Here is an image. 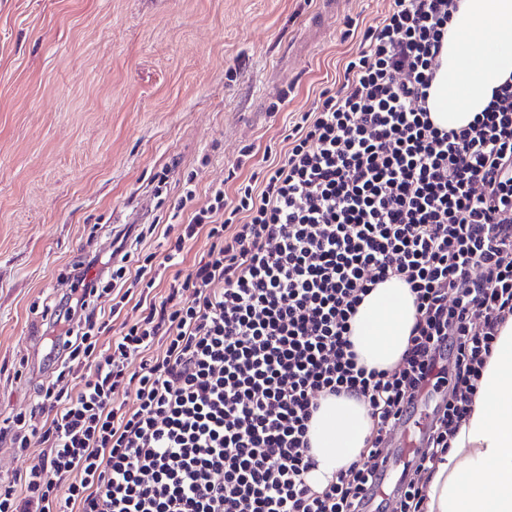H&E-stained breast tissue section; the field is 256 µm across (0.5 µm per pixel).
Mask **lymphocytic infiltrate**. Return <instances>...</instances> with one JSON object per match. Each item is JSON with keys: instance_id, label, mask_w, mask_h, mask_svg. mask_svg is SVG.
Listing matches in <instances>:
<instances>
[{"instance_id": "f902f5d3", "label": "lymphocytic infiltrate", "mask_w": 512, "mask_h": 512, "mask_svg": "<svg viewBox=\"0 0 512 512\" xmlns=\"http://www.w3.org/2000/svg\"><path fill=\"white\" fill-rule=\"evenodd\" d=\"M459 0H393L364 30L346 82L293 126L262 191H224L182 225L157 269L133 279L167 296L96 349L109 323L93 298L122 269L94 252L52 307L61 376L41 387L47 443L0 485V512H382L370 496L389 435L420 395L442 393L410 465L432 472L468 415L512 316V81L460 130L430 119L429 90ZM206 233L207 260L178 270ZM416 324L392 371L359 364L349 340L363 297L391 277ZM161 355L151 356L155 342ZM138 371H130L132 360ZM132 402H115L118 391ZM367 403L360 458L321 491L309 427L326 396Z\"/></svg>"}]
</instances>
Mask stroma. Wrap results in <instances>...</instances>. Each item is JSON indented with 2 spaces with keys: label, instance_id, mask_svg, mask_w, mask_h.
Segmentation results:
<instances>
[{
  "label": "stroma",
  "instance_id": "obj_1",
  "mask_svg": "<svg viewBox=\"0 0 512 512\" xmlns=\"http://www.w3.org/2000/svg\"><path fill=\"white\" fill-rule=\"evenodd\" d=\"M392 5L0 0V420L29 412L44 426L39 387L76 388L57 377L44 317L77 259L127 224L156 230L131 246L126 280L163 258L212 190L234 197L283 157L297 113L341 86Z\"/></svg>",
  "mask_w": 512,
  "mask_h": 512
}]
</instances>
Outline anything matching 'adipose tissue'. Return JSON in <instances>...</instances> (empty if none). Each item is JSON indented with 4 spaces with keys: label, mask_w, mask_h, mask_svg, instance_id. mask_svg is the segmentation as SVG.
Wrapping results in <instances>:
<instances>
[{
    "label": "adipose tissue",
    "mask_w": 512,
    "mask_h": 512,
    "mask_svg": "<svg viewBox=\"0 0 512 512\" xmlns=\"http://www.w3.org/2000/svg\"><path fill=\"white\" fill-rule=\"evenodd\" d=\"M512 80V0H461L443 40L428 108L443 130L467 127L496 88ZM416 321L409 286L393 277L364 296L350 340L370 368L397 367ZM372 429L367 405L351 397L321 402L310 425L317 466L308 475L324 488L359 459ZM424 512H512V317L499 331L470 415L425 486Z\"/></svg>",
    "instance_id": "1"
}]
</instances>
